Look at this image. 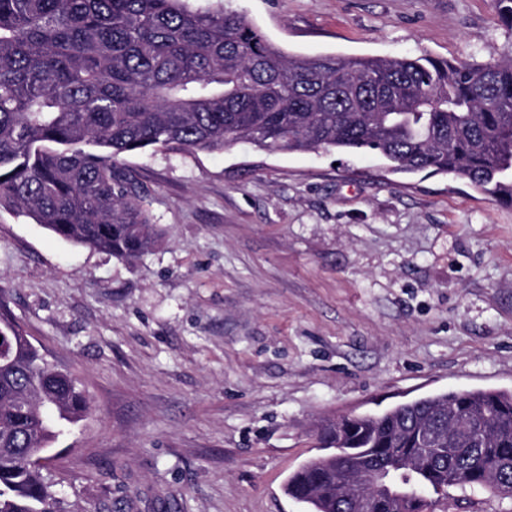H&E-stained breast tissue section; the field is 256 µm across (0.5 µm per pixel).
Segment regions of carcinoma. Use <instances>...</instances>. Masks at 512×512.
<instances>
[{
  "label": "carcinoma",
  "instance_id": "1",
  "mask_svg": "<svg viewBox=\"0 0 512 512\" xmlns=\"http://www.w3.org/2000/svg\"><path fill=\"white\" fill-rule=\"evenodd\" d=\"M192 0H0V209L134 262L161 238L124 157L147 148L377 153L512 205V50L483 63L284 52L248 20ZM91 400L0 320V512H64L27 461ZM485 416L491 437L423 449L419 425ZM324 453L286 483L311 512H353L336 470L400 480L372 512H427L428 490L512 499V394L443 392L321 424Z\"/></svg>",
  "mask_w": 512,
  "mask_h": 512
}]
</instances>
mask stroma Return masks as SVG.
<instances>
[{"label": "stroma", "instance_id": "1", "mask_svg": "<svg viewBox=\"0 0 512 512\" xmlns=\"http://www.w3.org/2000/svg\"><path fill=\"white\" fill-rule=\"evenodd\" d=\"M288 52L483 62L494 0H195ZM162 231L129 263L0 211V317L94 409L45 472L67 512H309L284 491L323 416L512 393V206L371 154L126 157ZM430 512H512L489 490Z\"/></svg>", "mask_w": 512, "mask_h": 512}]
</instances>
